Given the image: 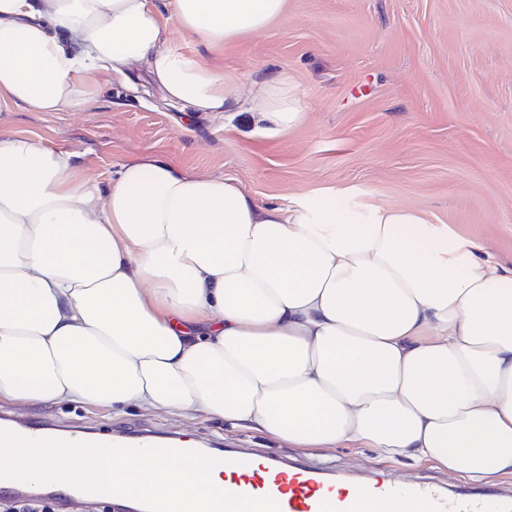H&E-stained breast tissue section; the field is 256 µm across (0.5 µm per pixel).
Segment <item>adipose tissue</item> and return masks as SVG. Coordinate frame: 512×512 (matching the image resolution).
<instances>
[{
    "instance_id": "ef3b65f1",
    "label": "adipose tissue",
    "mask_w": 512,
    "mask_h": 512,
    "mask_svg": "<svg viewBox=\"0 0 512 512\" xmlns=\"http://www.w3.org/2000/svg\"><path fill=\"white\" fill-rule=\"evenodd\" d=\"M285 11L0 0V102L79 111L142 61L170 100L286 135L307 119L287 72L244 91L199 54ZM0 401L219 418L490 483L512 477V266L407 207H263L160 156L104 187L78 153L0 134Z\"/></svg>"
}]
</instances>
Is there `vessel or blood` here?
I'll return each instance as SVG.
<instances>
[{
	"instance_id": "vessel-or-blood-1",
	"label": "vessel or blood",
	"mask_w": 512,
	"mask_h": 512,
	"mask_svg": "<svg viewBox=\"0 0 512 512\" xmlns=\"http://www.w3.org/2000/svg\"><path fill=\"white\" fill-rule=\"evenodd\" d=\"M0 429L30 440L59 438L73 442L106 443L129 448L162 447L192 450L179 438L163 439L146 432L103 435L97 431H71L43 421L22 422L5 416ZM226 491L255 498L271 497L280 512H512V504L493 492H449L432 483L379 479L343 489L339 475L308 467H288L276 457L257 463L252 454L227 451Z\"/></svg>"
}]
</instances>
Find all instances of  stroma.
<instances>
[{"mask_svg":"<svg viewBox=\"0 0 512 512\" xmlns=\"http://www.w3.org/2000/svg\"><path fill=\"white\" fill-rule=\"evenodd\" d=\"M208 61L245 89L288 72L306 122L268 136L255 113L194 111L166 99L138 63L82 112L0 106V133L80 152L87 175L105 186L122 163L156 154L235 179L263 206L329 192L350 208L406 206L488 242L512 264V0H287L282 18ZM11 412L106 432H177L361 479L394 474L468 487L427 463H379L372 449L346 446L305 454L220 419L133 406L116 416L76 402Z\"/></svg>","mask_w":512,"mask_h":512,"instance_id":"1","label":"stroma"}]
</instances>
